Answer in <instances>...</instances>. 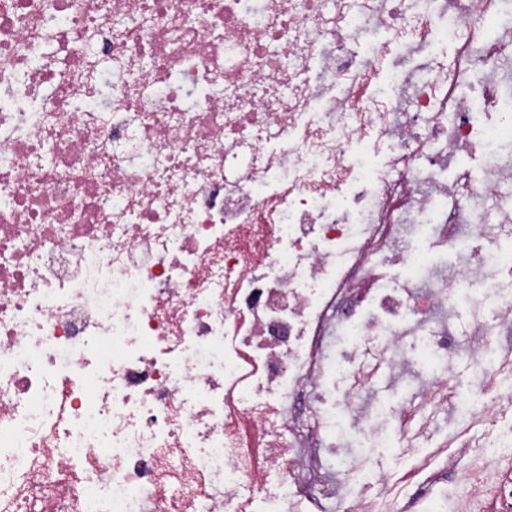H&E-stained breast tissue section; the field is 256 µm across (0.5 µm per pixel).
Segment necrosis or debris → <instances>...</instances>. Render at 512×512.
Here are the masks:
<instances>
[{"instance_id": "obj_1", "label": "necrosis or debris", "mask_w": 512, "mask_h": 512, "mask_svg": "<svg viewBox=\"0 0 512 512\" xmlns=\"http://www.w3.org/2000/svg\"><path fill=\"white\" fill-rule=\"evenodd\" d=\"M503 4L0 0V512H439L457 481V512H512ZM465 312L481 389L384 408L377 367L409 335L446 361ZM448 406L488 433L447 466L347 450Z\"/></svg>"}]
</instances>
